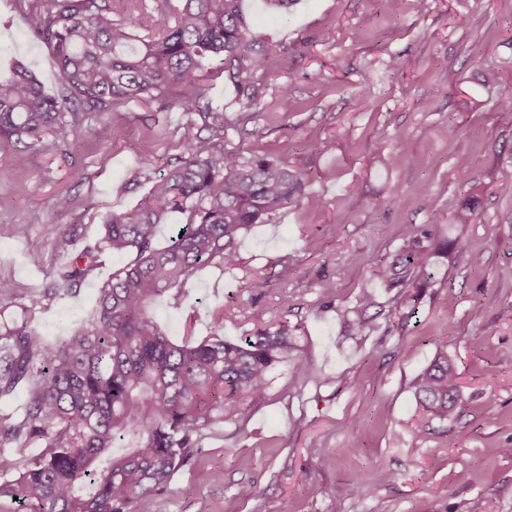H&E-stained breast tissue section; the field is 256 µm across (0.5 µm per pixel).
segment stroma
I'll return each instance as SVG.
<instances>
[{
    "instance_id": "stroma-1",
    "label": "stroma",
    "mask_w": 512,
    "mask_h": 512,
    "mask_svg": "<svg viewBox=\"0 0 512 512\" xmlns=\"http://www.w3.org/2000/svg\"><path fill=\"white\" fill-rule=\"evenodd\" d=\"M241 6L268 48L252 76L256 108L239 105L213 61L198 73L212 112L183 111L171 93L90 114L50 150L0 155V226L24 229L0 235V280L14 286L0 315L33 308L52 344L82 327L122 258L106 256L97 278L63 296L47 292L53 272L182 157L186 123L205 142L223 133L226 151L287 160L305 191L240 237L235 269L204 268L151 311L177 343L209 335L219 310L231 340L287 321L312 375L299 382L278 365L265 402L205 428L192 460L134 512H512V110L501 106L512 95V0ZM25 10L0 0V75L26 69L56 94L54 59L28 37ZM473 185L478 216L452 223ZM428 223L462 236L469 254L437 259L416 292L386 290L379 266L406 226ZM35 239L47 243L37 263ZM325 279L334 300L318 295ZM365 292L374 303L355 336L345 310ZM443 342L460 403L415 433L414 381ZM358 477L366 488L342 493Z\"/></svg>"
}]
</instances>
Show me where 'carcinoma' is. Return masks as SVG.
<instances>
[{"mask_svg": "<svg viewBox=\"0 0 512 512\" xmlns=\"http://www.w3.org/2000/svg\"><path fill=\"white\" fill-rule=\"evenodd\" d=\"M28 0L27 34L51 51L62 90L42 91L24 71L0 77V153L48 150L57 129L77 133L93 112L129 102H160L180 89L186 112L201 106L196 72L219 58L246 108L260 89L252 75L265 67L266 47L250 32L240 0ZM142 30L141 37L134 31ZM184 156L153 181L132 207L110 213L103 236L60 268L48 292H68L97 275L100 253L128 257L98 290L86 327L51 345L33 325V310L0 323V399L19 390V414L0 417V512H132L134 501L166 487L194 455L200 433L228 421L238 404L266 400L270 374L286 361L305 380L310 365L293 356L288 324L257 327L224 338V312L211 335L173 342L149 306L181 289L206 266L239 264L237 240L294 203L301 174L265 156L224 151V140L202 142L195 126L181 132ZM480 196L471 192L455 216L468 224ZM172 212L183 227L158 247V226ZM430 225H411L393 262L378 273L385 288L410 287L433 255L468 253L460 238L432 246ZM425 421H446L461 397L459 373L445 346L415 380ZM43 451L16 473L6 457L28 443Z\"/></svg>", "mask_w": 512, "mask_h": 512, "instance_id": "1", "label": "carcinoma"}]
</instances>
